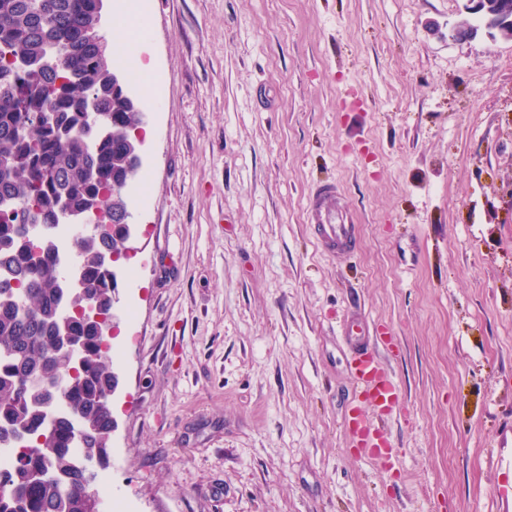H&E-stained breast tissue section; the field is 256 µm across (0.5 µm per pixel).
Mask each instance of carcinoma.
<instances>
[{
  "mask_svg": "<svg viewBox=\"0 0 512 512\" xmlns=\"http://www.w3.org/2000/svg\"><path fill=\"white\" fill-rule=\"evenodd\" d=\"M101 2L0 0V200L17 208L0 213V448L16 451L0 512H95L88 462L108 456L117 376L104 349L128 240L114 192L142 112L90 41ZM64 215L108 230L63 240Z\"/></svg>",
  "mask_w": 512,
  "mask_h": 512,
  "instance_id": "carcinoma-1",
  "label": "carcinoma"
}]
</instances>
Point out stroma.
Masks as SVG:
<instances>
[{"label":"stroma","mask_w":512,"mask_h":512,"mask_svg":"<svg viewBox=\"0 0 512 512\" xmlns=\"http://www.w3.org/2000/svg\"><path fill=\"white\" fill-rule=\"evenodd\" d=\"M466 0H105L143 18L148 196L116 267L102 512H501L512 425V41ZM359 227L322 252L307 201ZM388 329L399 463L359 458L352 326ZM336 183L315 187L309 200V222L317 230L321 248L331 255L355 251L358 244L357 225L338 206ZM504 449L497 459V465L500 462V468L495 485V495L501 504L509 507L512 504V453L507 451L510 459L503 464L504 459L501 460V457L504 455Z\"/></svg>","instance_id":"stroma-1"}]
</instances>
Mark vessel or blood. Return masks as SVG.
<instances>
[{"label": "vessel or blood", "instance_id": "b4317fda", "mask_svg": "<svg viewBox=\"0 0 512 512\" xmlns=\"http://www.w3.org/2000/svg\"><path fill=\"white\" fill-rule=\"evenodd\" d=\"M308 212L323 251L336 256L355 251L358 229L347 212L338 206L336 184L315 187ZM392 345L393 338L386 332L356 344L352 358L356 403L346 421L352 445L364 459L384 467L394 465L397 456L386 441L379 421L393 415L403 399L400 384L380 358L381 350ZM495 495L501 504H512V459L499 468Z\"/></svg>", "mask_w": 512, "mask_h": 512}]
</instances>
